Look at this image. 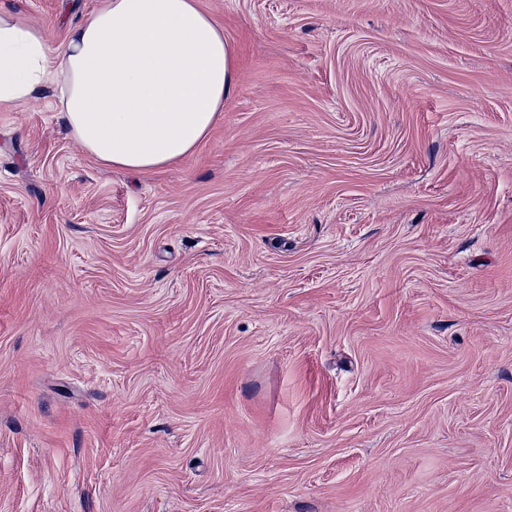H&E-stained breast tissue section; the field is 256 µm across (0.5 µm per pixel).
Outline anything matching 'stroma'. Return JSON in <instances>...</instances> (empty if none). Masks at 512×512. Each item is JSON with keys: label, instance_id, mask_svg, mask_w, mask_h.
Returning <instances> with one entry per match:
<instances>
[{"label": "stroma", "instance_id": "obj_1", "mask_svg": "<svg viewBox=\"0 0 512 512\" xmlns=\"http://www.w3.org/2000/svg\"><path fill=\"white\" fill-rule=\"evenodd\" d=\"M199 5L182 161L0 111V512H512V0Z\"/></svg>", "mask_w": 512, "mask_h": 512}]
</instances>
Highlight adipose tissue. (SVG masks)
<instances>
[{
  "label": "adipose tissue",
  "instance_id": "1",
  "mask_svg": "<svg viewBox=\"0 0 512 512\" xmlns=\"http://www.w3.org/2000/svg\"><path fill=\"white\" fill-rule=\"evenodd\" d=\"M235 82L234 50L198 0H100L55 49L25 15L0 12V110L54 84L68 134L112 168L193 153Z\"/></svg>",
  "mask_w": 512,
  "mask_h": 512
}]
</instances>
